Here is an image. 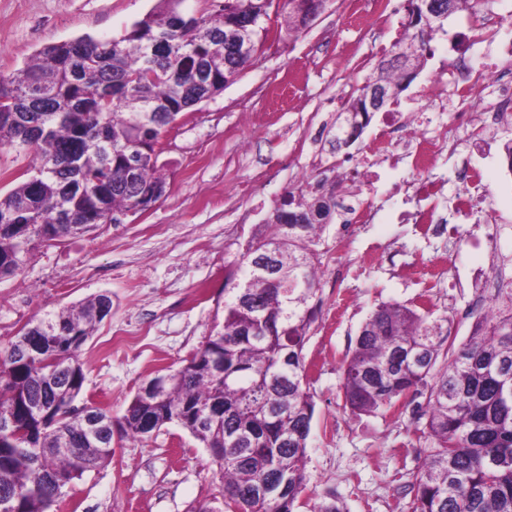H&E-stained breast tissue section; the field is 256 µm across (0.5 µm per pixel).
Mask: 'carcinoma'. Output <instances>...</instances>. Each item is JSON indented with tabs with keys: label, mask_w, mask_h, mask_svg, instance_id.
<instances>
[{
	"label": "carcinoma",
	"mask_w": 512,
	"mask_h": 512,
	"mask_svg": "<svg viewBox=\"0 0 512 512\" xmlns=\"http://www.w3.org/2000/svg\"><path fill=\"white\" fill-rule=\"evenodd\" d=\"M275 0H224L192 12L158 0L120 37L85 34L50 44L0 77V147L33 165L0 195V278L14 276L34 242L86 233L90 218L120 216L166 192L158 170L166 128L221 94L264 53L269 34L290 39L306 24L309 0H281L284 24L268 26ZM412 22L379 68L343 103L336 120L363 133L374 113L367 89L399 104L432 54L433 33ZM335 193L310 202L288 192L272 218L225 269L223 322L155 395L137 392L120 416L75 405L85 382L82 347L112 295L100 293L28 323L0 348V512H50L75 480L109 465L111 440L89 422L117 423L145 440L169 423L187 430L224 474V508L199 512H293L306 489L314 396L303 350L318 319L317 228L341 212ZM442 369H436L439 359ZM340 389L352 414H375L425 396L422 434L431 447L410 482L411 512H512V287L500 288L467 342L428 308L378 305L343 366Z\"/></svg>",
	"instance_id": "cac0c4a2"
}]
</instances>
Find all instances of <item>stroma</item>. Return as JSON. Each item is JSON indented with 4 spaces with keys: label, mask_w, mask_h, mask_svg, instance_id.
I'll return each mask as SVG.
<instances>
[{
    "label": "stroma",
    "mask_w": 512,
    "mask_h": 512,
    "mask_svg": "<svg viewBox=\"0 0 512 512\" xmlns=\"http://www.w3.org/2000/svg\"><path fill=\"white\" fill-rule=\"evenodd\" d=\"M155 3L0 0V76L23 67L45 45L84 34L121 35ZM407 5L391 0L386 16L367 17L352 29L344 23L342 0H334L297 38L272 42L223 93L184 113L162 141L158 163L167 189L155 206L60 245L34 244L20 273L0 279V346L31 320L111 293V316L81 351V400L121 415L144 382L161 369L180 368L209 335L224 298L226 266L286 191L309 199L320 186L355 193L376 212L369 235L344 238L338 215L320 230L321 314L304 349L316 407L308 489L293 512H311L327 494L345 512H410L411 476L428 448L417 429L425 399L412 396L397 410L352 415L340 390L342 365L379 304L413 305L428 296L461 344L485 312L480 279L490 273L512 281V170L502 151L512 126L500 127L476 149L473 136L453 125L452 113L427 109L436 73L452 70L463 57L482 65L512 44V24L491 26L496 17L512 16V0H478L451 15L434 37L435 53L400 96L406 123H426L457 146L440 153L434 169L445 184L438 211L452 209L462 164L482 170L473 211L459 217L455 243L417 235L401 219L414 207L405 197L413 180L406 163L379 166L381 178L370 189L339 176V162L364 154L380 120L349 148L331 145L337 101L373 76L385 48L404 31ZM370 240L389 244L393 259L338 278L337 268L358 267ZM437 262L449 266L439 280L427 275ZM112 447L111 464L76 480L59 512H194L223 491V473L209 450L177 424L142 442L115 436Z\"/></svg>",
    "instance_id": "stroma-1"
}]
</instances>
